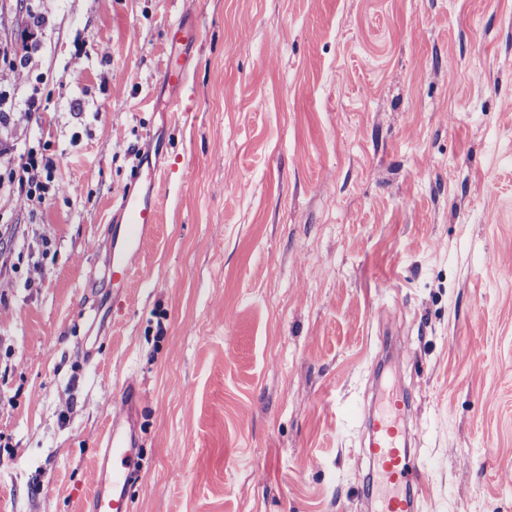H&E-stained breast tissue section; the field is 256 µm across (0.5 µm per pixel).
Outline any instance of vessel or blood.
<instances>
[{
    "label": "vessel or blood",
    "instance_id": "1",
    "mask_svg": "<svg viewBox=\"0 0 512 512\" xmlns=\"http://www.w3.org/2000/svg\"><path fill=\"white\" fill-rule=\"evenodd\" d=\"M124 250L111 268V278L127 281L140 271V257L158 222V206L148 195L127 194L120 209ZM142 393L136 381L123 389L119 411L101 442L97 458L98 480L84 512H128V495L135 472L137 448L136 411ZM405 400L391 397L377 411L368 413L369 441L365 450L373 473L371 491L377 512H417V492L427 480L425 468L410 464Z\"/></svg>",
    "mask_w": 512,
    "mask_h": 512
}]
</instances>
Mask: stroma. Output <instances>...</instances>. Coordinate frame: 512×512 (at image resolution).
<instances>
[{"label":"stroma","mask_w":512,"mask_h":512,"mask_svg":"<svg viewBox=\"0 0 512 512\" xmlns=\"http://www.w3.org/2000/svg\"><path fill=\"white\" fill-rule=\"evenodd\" d=\"M37 89L0 128L57 159L38 212L0 194V512H80L131 379L130 512H373L387 383L420 512H512V0H0V91ZM151 164L141 271L95 308Z\"/></svg>","instance_id":"stroma-1"}]
</instances>
